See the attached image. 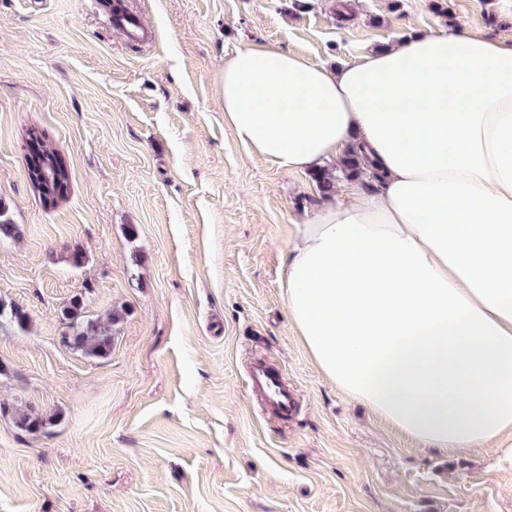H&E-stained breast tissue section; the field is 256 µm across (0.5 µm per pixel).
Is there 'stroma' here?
<instances>
[{"label":"stroma","mask_w":512,"mask_h":512,"mask_svg":"<svg viewBox=\"0 0 512 512\" xmlns=\"http://www.w3.org/2000/svg\"><path fill=\"white\" fill-rule=\"evenodd\" d=\"M0 0V512H512L500 449L449 457L336 388L288 318V243L348 184L274 168L224 122V61L252 44L355 63L434 30L512 37V0ZM66 159V199L29 179L28 129ZM86 260L74 266L70 248ZM112 308V353L62 346L61 311ZM27 317L18 326L9 313ZM298 398L247 388L256 359ZM248 386L262 407L282 415L292 414L297 407L294 390L288 387L283 376L263 361L251 363L247 373ZM0 414L10 415L15 425L27 432H38L51 424V417L44 416L31 406L18 407L14 404H0Z\"/></svg>","instance_id":"35a3bbf8"}]
</instances>
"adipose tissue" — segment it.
<instances>
[{"label":"adipose tissue","mask_w":512,"mask_h":512,"mask_svg":"<svg viewBox=\"0 0 512 512\" xmlns=\"http://www.w3.org/2000/svg\"><path fill=\"white\" fill-rule=\"evenodd\" d=\"M223 95L271 166L355 142L380 180L288 244L283 296L318 369L434 451L512 435V37L420 33L332 68L249 46Z\"/></svg>","instance_id":"ef3b65f1"}]
</instances>
